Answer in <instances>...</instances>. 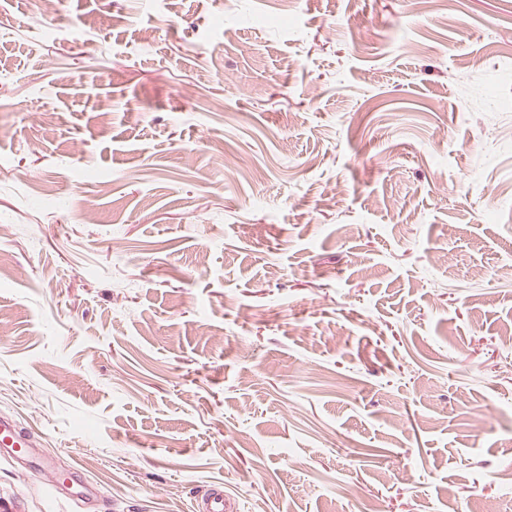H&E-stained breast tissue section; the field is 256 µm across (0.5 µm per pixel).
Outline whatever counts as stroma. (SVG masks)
Segmentation results:
<instances>
[{"label": "stroma", "instance_id": "stroma-1", "mask_svg": "<svg viewBox=\"0 0 512 512\" xmlns=\"http://www.w3.org/2000/svg\"><path fill=\"white\" fill-rule=\"evenodd\" d=\"M506 48L512 0H0V414L33 442L0 499L512 512ZM226 507L224 487L222 485H213L208 492L195 500L193 511L224 512Z\"/></svg>", "mask_w": 512, "mask_h": 512}]
</instances>
